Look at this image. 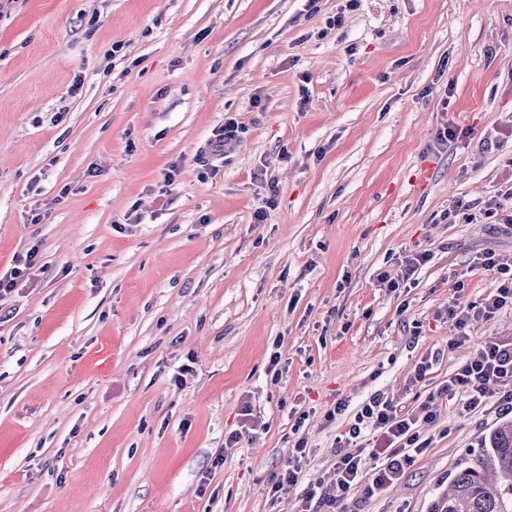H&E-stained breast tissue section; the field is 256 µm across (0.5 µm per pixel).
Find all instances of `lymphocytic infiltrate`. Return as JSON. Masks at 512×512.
Here are the masks:
<instances>
[{"label": "lymphocytic infiltrate", "mask_w": 512, "mask_h": 512, "mask_svg": "<svg viewBox=\"0 0 512 512\" xmlns=\"http://www.w3.org/2000/svg\"><path fill=\"white\" fill-rule=\"evenodd\" d=\"M512 198V187L503 195L479 203H456L447 212L448 219L473 221L483 217L491 224H512V214L502 215L503 199ZM479 269L498 276V285L479 303L467 307L449 306L456 335L452 345L465 343L475 321H489L512 300V259L488 251L479 257ZM497 391H490V384ZM440 395L458 398L464 411L480 412L494 408L499 415L512 414V341L490 342L480 353L451 374ZM438 415L434 399H427L421 415L401 412L383 393H373L356 411L348 430L360 446L354 453H337L329 483H316L307 491L300 512H345L343 496L358 495L365 499L380 496L433 443L425 432Z\"/></svg>", "instance_id": "lymphocytic-infiltrate-1"}]
</instances>
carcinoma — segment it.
Returning a JSON list of instances; mask_svg holds the SVG:
<instances>
[{
	"label": "carcinoma",
	"mask_w": 512,
	"mask_h": 512,
	"mask_svg": "<svg viewBox=\"0 0 512 512\" xmlns=\"http://www.w3.org/2000/svg\"><path fill=\"white\" fill-rule=\"evenodd\" d=\"M431 512H512V421L502 423L489 447L474 456L448 483V493Z\"/></svg>",
	"instance_id": "carcinoma-1"
}]
</instances>
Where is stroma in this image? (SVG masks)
Listing matches in <instances>:
<instances>
[{
    "label": "stroma",
    "mask_w": 512,
    "mask_h": 512,
    "mask_svg": "<svg viewBox=\"0 0 512 512\" xmlns=\"http://www.w3.org/2000/svg\"><path fill=\"white\" fill-rule=\"evenodd\" d=\"M316 6L0 15V274L33 248L42 262L0 305V512H298L349 428L325 417L335 399L418 412L512 339L506 308L450 346L449 303L495 288L473 264L512 257V231L445 217L512 169V147H481L512 125V0ZM228 117L241 131L216 159ZM447 123L464 138L431 151ZM414 248L433 255L415 283L382 288ZM247 407L255 431L225 448ZM501 421L439 400L432 448L349 512H430ZM300 436L303 477L274 488Z\"/></svg>",
    "instance_id": "1"
}]
</instances>
